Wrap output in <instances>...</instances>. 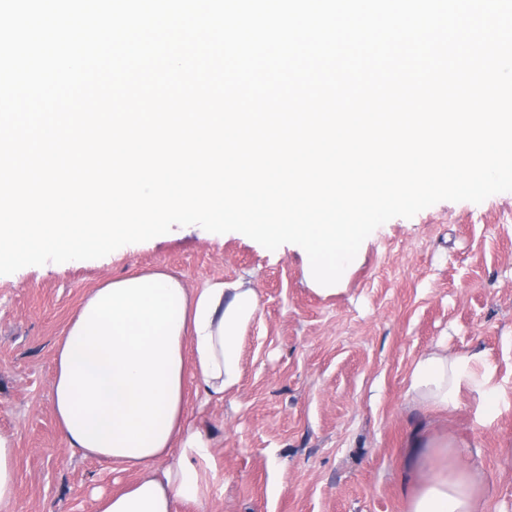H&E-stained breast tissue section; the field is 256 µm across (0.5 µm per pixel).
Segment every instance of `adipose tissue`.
I'll return each mask as SVG.
<instances>
[{
    "mask_svg": "<svg viewBox=\"0 0 512 512\" xmlns=\"http://www.w3.org/2000/svg\"><path fill=\"white\" fill-rule=\"evenodd\" d=\"M259 306L246 280L191 291L162 271L109 281L86 299L56 348L51 400L62 440L70 455L140 473L121 493L93 494L94 512H177L179 503L203 502L211 441L187 419L186 386L195 381L207 403L237 388ZM407 394L431 413L466 395L483 421L501 412L496 371L479 347L422 354ZM465 453L447 437L414 433L402 473L406 512H482L485 480Z\"/></svg>",
    "mask_w": 512,
    "mask_h": 512,
    "instance_id": "obj_1",
    "label": "adipose tissue"
}]
</instances>
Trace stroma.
<instances>
[{
  "label": "stroma",
  "mask_w": 512,
  "mask_h": 512,
  "mask_svg": "<svg viewBox=\"0 0 512 512\" xmlns=\"http://www.w3.org/2000/svg\"><path fill=\"white\" fill-rule=\"evenodd\" d=\"M158 269L189 289L243 277L260 295L238 388L206 405L187 395L212 460L203 505L178 512H405L402 462L422 422L465 441L485 475L484 512H512V192L389 220L329 297L308 287L297 249L197 225L99 259L0 275V432L15 444L13 512H92V489L117 493L136 480L69 455L50 389L55 345L84 299ZM437 346L487 351L501 395L494 421L477 419L469 396L439 415L406 398L412 363Z\"/></svg>",
  "instance_id": "stroma-1"
}]
</instances>
